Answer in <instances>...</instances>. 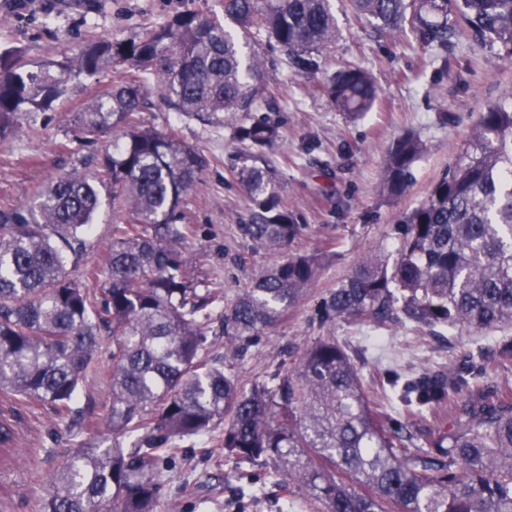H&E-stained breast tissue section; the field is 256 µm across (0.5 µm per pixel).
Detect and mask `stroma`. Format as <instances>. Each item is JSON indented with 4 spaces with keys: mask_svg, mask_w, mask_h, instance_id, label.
Listing matches in <instances>:
<instances>
[{
    "mask_svg": "<svg viewBox=\"0 0 512 512\" xmlns=\"http://www.w3.org/2000/svg\"><path fill=\"white\" fill-rule=\"evenodd\" d=\"M331 5L337 34L323 53L320 71L291 70L279 47L263 46L277 62L268 80L277 86L270 116L283 132L273 155L281 199L305 226L291 248L319 251L329 242L333 250L307 295L278 326L261 333L246 350L225 351V365L247 384L264 380L319 336L322 299L365 254L395 256L400 219L425 200L454 163L480 113L512 93V58L498 47L470 35L455 37L439 58L411 32L394 40L372 37L345 0H331ZM187 10L220 16L223 0H0V49L20 48L34 63L59 60L89 37L128 41ZM345 64L368 69L378 86L374 107L356 120L338 112L316 90L324 76ZM122 70L117 62L92 75L67 76L65 94L53 110L26 116L20 132L0 142V204L26 203L35 186L64 172L90 168L98 150L75 143L76 116ZM143 118L160 129L177 126L182 138L209 160L183 205L186 223L195 227L183 255L192 273L216 279L225 301H232L271 258L252 250L231 221L232 213L245 204L242 188L224 167L236 147L231 131L180 119L159 101ZM407 130L419 134L425 150L413 166L409 187L394 197L383 186V160L393 139ZM62 142L68 143V151H59ZM504 335L512 336V326L463 330L448 337L393 328L383 331L382 347L361 370L375 380L379 403L393 414L400 402L388 377L441 369L472 344L495 349ZM17 427L19 456L11 466L0 465V484L11 491L7 512H33L43 492L33 481L34 473L59 467L73 440L50 409L36 403L18 409ZM211 448L203 456L197 445L185 443L183 453L192 464L187 467L178 460L165 469L157 512H308L300 496L285 493L274 500L260 493L269 467L236 464L225 457L217 439Z\"/></svg>",
    "mask_w": 512,
    "mask_h": 512,
    "instance_id": "35a3bbf8",
    "label": "stroma"
}]
</instances>
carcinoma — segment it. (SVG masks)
Here are the masks:
<instances>
[{"label": "carcinoma", "instance_id": "1", "mask_svg": "<svg viewBox=\"0 0 512 512\" xmlns=\"http://www.w3.org/2000/svg\"><path fill=\"white\" fill-rule=\"evenodd\" d=\"M381 37L410 27L448 48L460 26L512 57V0H348ZM276 42L296 71L321 69L336 40L330 0H224V18L185 11L129 42L101 37L62 61L30 64L0 51V140L20 120L64 94V76L127 63L112 88L78 113V140L112 137L92 175L70 172L33 194L31 205L0 206V395L41 403L75 441L47 478L36 512H156L162 468L193 440L208 452L224 425V451L272 464V492L298 493L319 512H512V386L488 381L483 349L464 350L448 369L405 384V411L433 417L420 445L371 403L347 343L318 336L263 381L245 387L213 353L212 336L238 348L275 327L308 291L323 252L288 253L304 225L281 201L272 151L278 123L258 116L273 96L257 42ZM169 110L203 125L224 124L238 144L228 171L246 192L238 229L276 256L230 304L224 289L194 279L182 248L185 197L208 159L177 129L143 121L147 87ZM337 111H370L378 87L360 66L319 85ZM424 152L398 136L383 163L392 196L402 194ZM112 189V240L87 264L100 188ZM397 256L370 253L329 291L320 327L344 322L490 331L512 325V107L480 114L456 163L401 220ZM78 277H70V272ZM106 377L112 442L91 431L98 405L76 400L97 360ZM499 367L512 366V336ZM13 417H0V455L18 454Z\"/></svg>", "mask_w": 512, "mask_h": 512}]
</instances>
